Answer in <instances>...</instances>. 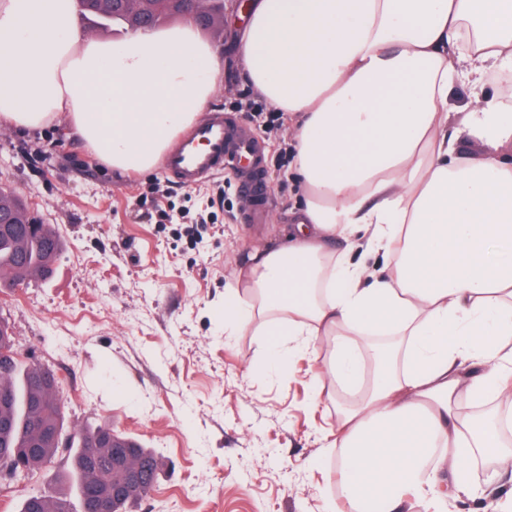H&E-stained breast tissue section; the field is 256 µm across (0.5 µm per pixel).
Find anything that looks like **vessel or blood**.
<instances>
[{
    "instance_id": "obj_1",
    "label": "vessel or blood",
    "mask_w": 512,
    "mask_h": 512,
    "mask_svg": "<svg viewBox=\"0 0 512 512\" xmlns=\"http://www.w3.org/2000/svg\"><path fill=\"white\" fill-rule=\"evenodd\" d=\"M264 154L260 143L240 124L216 111L197 124L164 157L163 170L181 186L193 188L214 174L231 169L237 174V188L253 201L245 222L269 221L274 200L262 172Z\"/></svg>"
}]
</instances>
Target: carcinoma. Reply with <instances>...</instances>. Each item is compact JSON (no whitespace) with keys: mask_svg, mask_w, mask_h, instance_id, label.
<instances>
[{"mask_svg":"<svg viewBox=\"0 0 512 512\" xmlns=\"http://www.w3.org/2000/svg\"><path fill=\"white\" fill-rule=\"evenodd\" d=\"M113 0H79V13L93 15L106 22H116L126 28L159 25L178 15L184 5L171 0H142L138 11L127 15L112 7ZM0 199L11 210L13 224H0V289L12 290L31 279H46L53 270L62 250V240L51 224H40L31 232L26 224L33 219L28 206L12 192L0 189ZM38 365H14L4 373L0 371V414L9 426L0 430V478L10 476L14 453L31 446L36 437V422L58 430L64 429L65 406L57 391V383L43 384ZM68 447L76 448L74 468L78 474L79 508L61 495H31L21 505L20 512H126L127 501L112 500V485L122 481L125 472L113 461V445L132 449L134 463L139 467L142 480L141 496L151 490L150 474L158 468L155 454L132 438L112 430L110 426L84 428L66 439ZM58 445H44L41 454L30 456L25 467L40 468L52 461Z\"/></svg>","mask_w":512,"mask_h":512,"instance_id":"1","label":"carcinoma"}]
</instances>
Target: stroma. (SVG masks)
Instances as JSON below:
<instances>
[{"instance_id":"obj_1","label":"stroma","mask_w":512,"mask_h":512,"mask_svg":"<svg viewBox=\"0 0 512 512\" xmlns=\"http://www.w3.org/2000/svg\"><path fill=\"white\" fill-rule=\"evenodd\" d=\"M233 16L201 37L224 53L209 110L234 114L265 146L277 209L248 224L232 173L194 188L162 170L121 174L69 139L64 123L20 131L0 121V187L23 198L64 242L50 278L0 292L23 364L58 378L66 427L112 426L162 463L128 512H343L338 416L314 400L307 353L293 372L256 367L264 339L224 333V291L254 249L285 242L299 188L274 159L287 127L246 120L249 88ZM76 494L68 453L0 483V512L33 494Z\"/></svg>"}]
</instances>
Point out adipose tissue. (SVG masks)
Wrapping results in <instances>:
<instances>
[{
	"mask_svg": "<svg viewBox=\"0 0 512 512\" xmlns=\"http://www.w3.org/2000/svg\"><path fill=\"white\" fill-rule=\"evenodd\" d=\"M75 0H0V119L147 171L222 71L193 20L112 43ZM238 44L256 91L296 116L303 189L285 245L224 295V333L266 339L265 366L318 356L347 512H446L477 458H512V0H249ZM473 89L462 111L448 91ZM478 150L462 149V142ZM473 415H463L460 400Z\"/></svg>",
	"mask_w": 512,
	"mask_h": 512,
	"instance_id": "obj_1",
	"label": "adipose tissue"
}]
</instances>
